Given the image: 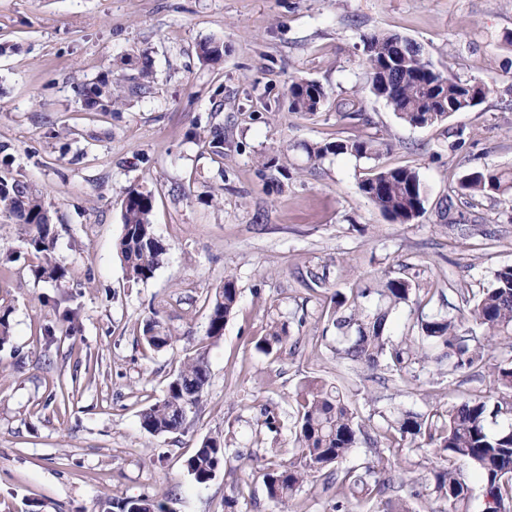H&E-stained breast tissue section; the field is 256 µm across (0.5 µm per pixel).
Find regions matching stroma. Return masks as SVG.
Segmentation results:
<instances>
[{
    "label": "stroma",
    "instance_id": "35a3bbf8",
    "mask_svg": "<svg viewBox=\"0 0 512 512\" xmlns=\"http://www.w3.org/2000/svg\"><path fill=\"white\" fill-rule=\"evenodd\" d=\"M375 30L414 40L442 73L496 88L440 124L408 126L370 91L362 39ZM210 40L224 44L215 63L198 56ZM0 43V144L14 174L42 191L51 260L65 272L36 278L27 227L0 216V512H119L125 498L163 495L173 512H277L260 467L291 453L289 400L312 376L365 414L500 398L484 376L432 363L404 383L337 359L326 312L335 292L420 274L435 295L423 312L394 313L398 336L419 314L456 315L461 290L490 287L512 265V206L459 190L473 170L512 172V0H0ZM129 55L149 58L148 93L86 111L81 86ZM308 81L324 88L323 106L290 112L289 86ZM214 127L220 157L208 146ZM351 139L388 147L370 159L304 151ZM396 166L427 186L426 211L408 224L357 188ZM133 187L151 192L166 247L138 284L115 249ZM228 277L239 306L214 342L209 306ZM68 318L75 335H44ZM152 318L171 346L146 344ZM274 323L291 341L268 356L255 342ZM199 352L210 369L200 403L179 431L148 433L142 412ZM265 406L278 432L262 430ZM224 435L241 460L197 483L187 459ZM400 459L405 489L433 483V449Z\"/></svg>",
    "mask_w": 512,
    "mask_h": 512
}]
</instances>
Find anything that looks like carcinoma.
<instances>
[{
    "label": "carcinoma",
    "instance_id": "obj_1",
    "mask_svg": "<svg viewBox=\"0 0 512 512\" xmlns=\"http://www.w3.org/2000/svg\"><path fill=\"white\" fill-rule=\"evenodd\" d=\"M363 44L371 92L411 127L441 123L453 112L472 108L467 103L469 96L477 95L482 102L492 93L491 81H463L437 71L425 61L421 47L406 37L374 31L364 36ZM124 66L133 71L126 83L112 78L108 70L80 89L86 109L110 112L125 97L149 91L152 72L148 62L129 56ZM288 92L290 111L298 113L318 111L325 98L317 83H294ZM383 146L373 139L336 140L310 144L306 151L314 160L345 153L370 158ZM460 189L473 196H499L512 204V175L503 172L475 170L465 176ZM358 190L399 224H408L426 211L425 185L413 168H379L358 183ZM152 211L151 193L136 188L125 192L121 202L122 234L116 249L128 279L134 283L154 276L165 251L153 232ZM0 213L27 226L29 245L43 256L35 276L51 281L62 277L63 272L49 256L53 238L43 194L17 178L6 157L0 161ZM430 292L417 278L401 276L387 278L374 291L355 288L347 295L336 292L329 312V321L336 328V358L369 369L383 366L401 381L418 377L431 359L448 360L452 374L484 367L482 344L471 335L469 325L482 329L483 339L489 343L512 334V266L495 271L490 287L463 297L465 309L461 315L425 316L407 327L403 335H390L388 321L393 311L409 303L422 305V296ZM373 294L378 300L370 310L367 303ZM238 299L236 282L224 279L209 307L207 338L218 340L224 335V325L235 312ZM143 339L150 347L162 349L173 343L174 336L153 319L145 323ZM288 340L286 325L273 324L255 347L266 355H278ZM209 378L205 354L186 359L169 382L165 396L142 412V427L151 434L179 430L187 413L201 399ZM490 378L495 389L509 390L511 395L496 401L473 395L428 414H383V423L372 429L366 428V423L374 414L362 416L341 387L318 377L305 380L292 396L296 417L291 457L270 463L263 474L268 498L277 506L284 505L313 478L325 486L336 484L333 512H353L363 503L378 501L390 506L388 512H416L410 503L393 498L396 481L392 466L399 450L408 445L433 448L446 462L434 472L433 485L413 490V498L433 495L447 505L448 512H471L472 488L455 467L456 462L463 461L481 476L482 490L492 498L498 512H512V358L494 364ZM361 444L374 448L373 458L359 468L342 467L351 451ZM228 451L227 439H204L187 460L188 473L199 484L211 481L230 463ZM117 508L119 512H173L166 497H130L117 503Z\"/></svg>",
    "mask_w": 512,
    "mask_h": 512
}]
</instances>
